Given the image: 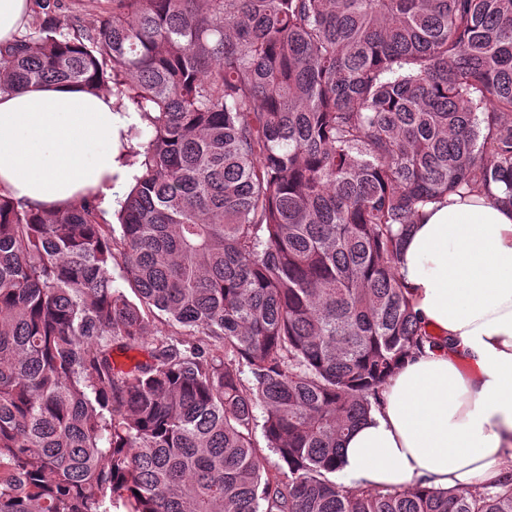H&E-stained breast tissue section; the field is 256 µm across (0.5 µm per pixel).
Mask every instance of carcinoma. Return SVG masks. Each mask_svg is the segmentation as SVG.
Returning a JSON list of instances; mask_svg holds the SVG:
<instances>
[{
    "label": "carcinoma",
    "instance_id": "cac0c4a2",
    "mask_svg": "<svg viewBox=\"0 0 512 512\" xmlns=\"http://www.w3.org/2000/svg\"><path fill=\"white\" fill-rule=\"evenodd\" d=\"M104 2L88 26L35 0L0 47V94L81 83L147 123L114 224L0 195V512H512V475L336 481L434 340L410 224L512 207V0Z\"/></svg>",
    "mask_w": 512,
    "mask_h": 512
}]
</instances>
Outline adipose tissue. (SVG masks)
<instances>
[{
  "instance_id": "adipose-tissue-1",
  "label": "adipose tissue",
  "mask_w": 512,
  "mask_h": 512,
  "mask_svg": "<svg viewBox=\"0 0 512 512\" xmlns=\"http://www.w3.org/2000/svg\"><path fill=\"white\" fill-rule=\"evenodd\" d=\"M70 82L0 95V194L35 211L87 194L111 208L134 182L123 146L134 112ZM438 343L406 357L379 406L344 441L341 482L470 490L512 473V208L489 197L429 205L398 268Z\"/></svg>"
}]
</instances>
